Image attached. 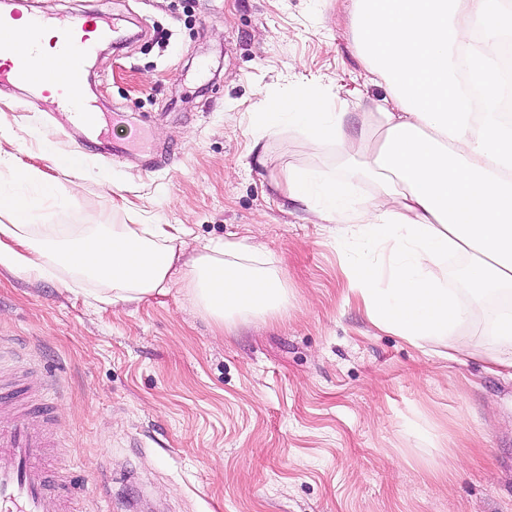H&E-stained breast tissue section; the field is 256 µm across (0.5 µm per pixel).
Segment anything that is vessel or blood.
<instances>
[{"label":"vessel or blood","instance_id":"b4317fda","mask_svg":"<svg viewBox=\"0 0 512 512\" xmlns=\"http://www.w3.org/2000/svg\"><path fill=\"white\" fill-rule=\"evenodd\" d=\"M44 18L32 16L27 35L29 53L0 67V84L44 80L48 69L38 62V35ZM55 27L57 63L68 74L66 87L55 99V111L63 126L100 131L102 117L94 106L80 102L81 75L73 57L75 51L90 54L96 39L108 35L110 24L98 14L86 19H60ZM52 413L43 406L29 407L25 418L7 429L0 428V512H44L50 481L38 461L49 446L47 428Z\"/></svg>","mask_w":512,"mask_h":512}]
</instances>
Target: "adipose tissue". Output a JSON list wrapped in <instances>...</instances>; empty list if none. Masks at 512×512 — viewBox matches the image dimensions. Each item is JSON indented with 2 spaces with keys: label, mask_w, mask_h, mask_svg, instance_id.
<instances>
[{
  "label": "adipose tissue",
  "mask_w": 512,
  "mask_h": 512,
  "mask_svg": "<svg viewBox=\"0 0 512 512\" xmlns=\"http://www.w3.org/2000/svg\"><path fill=\"white\" fill-rule=\"evenodd\" d=\"M359 58L388 95L366 114L378 140L348 141L346 100L310 86L251 113L257 136L287 122L313 146L335 147L344 170L315 185L303 169L283 170V195L321 201V223L358 235L365 254L353 290L370 321L413 346L449 335L470 312L448 288L449 252L468 256L475 300L512 292V125L499 112V79L480 60L473 100L459 83L458 60L475 36L486 44L512 34V0H351ZM375 186L349 199L347 173ZM187 295L222 326L274 318L288 289L266 250L235 241L189 247L176 224H41L23 195L0 192V265L25 275L62 274L91 282L95 302L137 303L165 293L186 250Z\"/></svg>",
  "instance_id": "ef3b65f1"
}]
</instances>
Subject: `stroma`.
<instances>
[{
    "instance_id": "obj_1",
    "label": "stroma",
    "mask_w": 512,
    "mask_h": 512,
    "mask_svg": "<svg viewBox=\"0 0 512 512\" xmlns=\"http://www.w3.org/2000/svg\"><path fill=\"white\" fill-rule=\"evenodd\" d=\"M32 12L109 16L122 43L89 59L100 112L129 155L82 156L77 205L40 201L45 224H181L191 240L260 244L288 312L220 327L182 274L137 304L96 306L60 277L0 266V387L52 403L46 467L79 484L72 512H512V380L485 372L498 310L448 286L470 316L418 349L376 328L345 268L360 243L276 186L284 167L336 172V150L295 130L255 140L250 113L316 83L362 106L387 94L360 64L336 0H32ZM50 102L0 85V149L58 191Z\"/></svg>"
}]
</instances>
